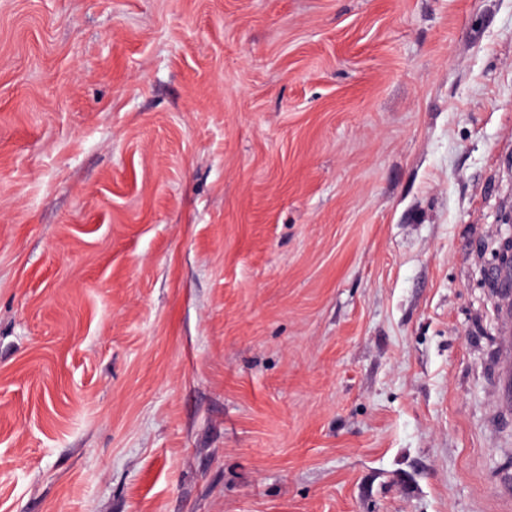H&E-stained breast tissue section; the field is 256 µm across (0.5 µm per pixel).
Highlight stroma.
<instances>
[{"label":"stroma","instance_id":"35a3bbf8","mask_svg":"<svg viewBox=\"0 0 512 512\" xmlns=\"http://www.w3.org/2000/svg\"><path fill=\"white\" fill-rule=\"evenodd\" d=\"M512 0H0V512H512ZM496 267L500 269L495 271V284L499 288L501 296L511 299L512 296V271L501 268L503 266L512 267V236L501 239L498 248L495 250Z\"/></svg>","mask_w":512,"mask_h":512}]
</instances>
